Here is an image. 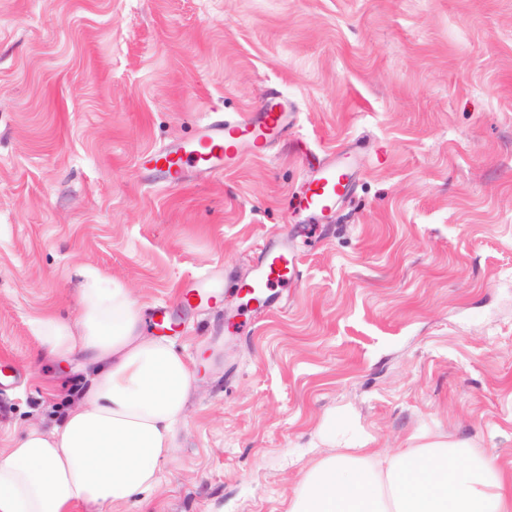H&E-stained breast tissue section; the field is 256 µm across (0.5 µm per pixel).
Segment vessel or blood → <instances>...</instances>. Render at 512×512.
Segmentation results:
<instances>
[{"instance_id":"b4317fda","label":"vessel or blood","mask_w":512,"mask_h":512,"mask_svg":"<svg viewBox=\"0 0 512 512\" xmlns=\"http://www.w3.org/2000/svg\"><path fill=\"white\" fill-rule=\"evenodd\" d=\"M294 118L293 103L281 94L268 95L256 112L213 116L199 124L189 140L154 150L142 165V178L152 181L162 174L168 182L177 183L189 175L204 178L232 171L246 155L256 154L258 148L286 134ZM353 167L352 161L331 156L309 176L303 207L313 218L329 217ZM295 258V245L288 237L267 239L253 255L251 277L237 289L243 303L258 301L263 307H276L275 290L294 279ZM221 294L219 283L210 276L196 278L183 289L188 306L216 301Z\"/></svg>"}]
</instances>
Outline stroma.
<instances>
[{
    "label": "stroma",
    "instance_id": "obj_1",
    "mask_svg": "<svg viewBox=\"0 0 512 512\" xmlns=\"http://www.w3.org/2000/svg\"><path fill=\"white\" fill-rule=\"evenodd\" d=\"M293 101L282 138L181 185L138 172L211 112ZM354 156L331 220L298 206ZM278 310L232 288L270 234ZM226 277L214 307L181 285ZM164 307L197 375L161 481L114 512H283L329 429L445 436L512 470V0H0V451L58 421L82 359L35 361L87 273Z\"/></svg>",
    "mask_w": 512,
    "mask_h": 512
}]
</instances>
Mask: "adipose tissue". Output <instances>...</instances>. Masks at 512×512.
<instances>
[{
	"label": "adipose tissue",
	"mask_w": 512,
	"mask_h": 512,
	"mask_svg": "<svg viewBox=\"0 0 512 512\" xmlns=\"http://www.w3.org/2000/svg\"><path fill=\"white\" fill-rule=\"evenodd\" d=\"M76 323L37 320L40 353L86 360L88 385L48 428L0 451V512H112L158 482L195 387L188 358L143 334L127 289L93 277ZM288 495L285 512H512V472L467 440L435 439L394 453L328 434Z\"/></svg>",
	"instance_id": "obj_1"
}]
</instances>
